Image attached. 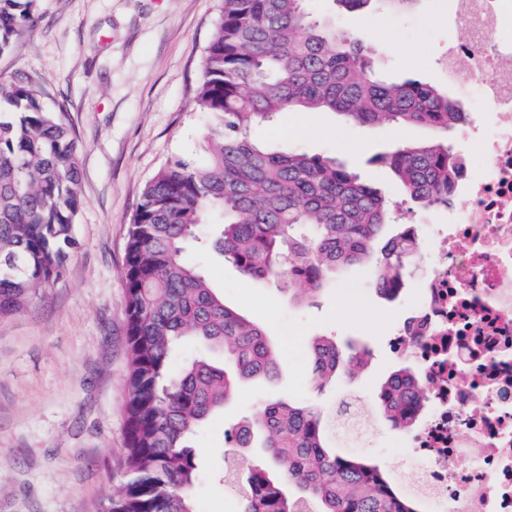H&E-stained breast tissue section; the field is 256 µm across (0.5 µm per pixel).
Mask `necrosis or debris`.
I'll use <instances>...</instances> for the list:
<instances>
[{"mask_svg":"<svg viewBox=\"0 0 512 512\" xmlns=\"http://www.w3.org/2000/svg\"><path fill=\"white\" fill-rule=\"evenodd\" d=\"M454 3L468 37L448 56L477 95L457 137L481 154L432 227L417 318L386 339L430 391L404 445L423 512H512V0Z\"/></svg>","mask_w":512,"mask_h":512,"instance_id":"4bbe7bcc","label":"necrosis or debris"}]
</instances>
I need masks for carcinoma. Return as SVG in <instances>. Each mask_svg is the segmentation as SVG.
Listing matches in <instances>:
<instances>
[{
    "label": "carcinoma",
    "instance_id": "carcinoma-1",
    "mask_svg": "<svg viewBox=\"0 0 512 512\" xmlns=\"http://www.w3.org/2000/svg\"><path fill=\"white\" fill-rule=\"evenodd\" d=\"M307 0H223L195 96L209 131L201 163L177 159L146 183L128 231L126 293L129 371L125 393L127 479L110 512H198L193 490L195 430L230 403L241 384L270 381L278 351L262 327L224 302L205 273L184 260L199 242L254 280L297 302L314 298L341 268L359 266L379 295L393 300L418 255L412 228L385 241L387 198L336 160L273 152L253 127L287 112H337L359 125L420 126L434 133L379 154L405 196L448 207L463 173L448 133L468 119L442 88L388 82L370 48L332 19H314ZM36 0H0V54L34 24ZM80 149L47 111L39 92L0 82V317L22 311L39 288L59 279L78 248L82 206ZM222 351L172 362L184 338ZM317 388L340 371L353 375L369 351L341 350L330 336L309 343ZM429 400L409 367L380 394L384 419L407 428ZM328 418L313 405L265 401L228 432L240 456L223 479L238 486L240 512H420L385 469L326 443Z\"/></svg>",
    "mask_w": 512,
    "mask_h": 512
}]
</instances>
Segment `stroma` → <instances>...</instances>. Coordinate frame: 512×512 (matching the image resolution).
I'll use <instances>...</instances> for the list:
<instances>
[{"mask_svg": "<svg viewBox=\"0 0 512 512\" xmlns=\"http://www.w3.org/2000/svg\"><path fill=\"white\" fill-rule=\"evenodd\" d=\"M222 0H37L35 25L11 52L0 54V78L29 82L43 105L71 130L80 147L82 208L79 242L62 277L38 289L20 313L0 319V512H109L126 479L125 382L128 374L123 271L128 229L142 190L161 167L179 158L202 161L206 114L194 95ZM312 16L336 19L353 39L370 44L380 73L414 78L463 93L448 47L465 36L452 0H420L391 14L378 6L344 12L333 0H308ZM254 137L280 150L337 158L378 187L392 221L386 235L413 225L422 250L425 227L444 224L448 211L424 208L402 193L389 169L371 155L404 141H425L421 127L351 124L318 114L299 127L288 116L259 125ZM225 302L264 327L279 346L277 378L241 387L223 415L192 437L200 466L194 491L199 512H240L222 480L226 434L266 398L336 409L359 400L368 422L358 447L394 481H402L400 430L387 423L378 396L400 360L389 330L414 310L422 270L413 267L394 300L365 287L364 270L342 272L312 305L244 276L214 252L188 247ZM331 336L366 347L371 357L353 376L313 388L310 338Z\"/></svg>", "mask_w": 512, "mask_h": 512, "instance_id": "1", "label": "stroma"}]
</instances>
